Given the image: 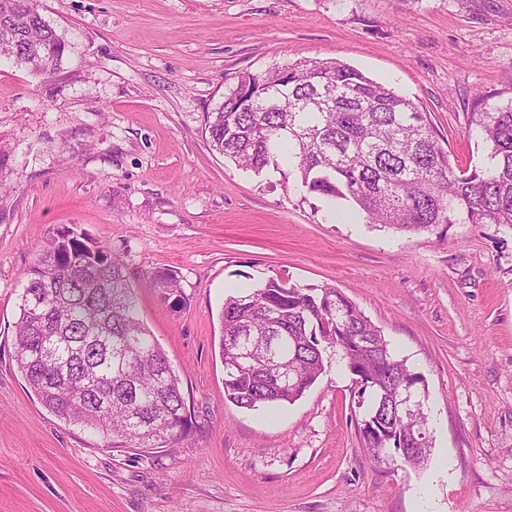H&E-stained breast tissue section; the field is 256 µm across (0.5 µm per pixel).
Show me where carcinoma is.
<instances>
[{
	"instance_id": "obj_1",
	"label": "carcinoma",
	"mask_w": 512,
	"mask_h": 512,
	"mask_svg": "<svg viewBox=\"0 0 512 512\" xmlns=\"http://www.w3.org/2000/svg\"><path fill=\"white\" fill-rule=\"evenodd\" d=\"M65 43L35 0H0V51L33 71L58 70ZM470 115L489 148L483 167H462L429 115L413 100L339 59L301 60L243 72L207 113L216 151L260 174L292 168L308 193L353 202L368 222L406 233L450 224L512 228V102ZM15 323L16 364L42 404L97 433L103 445H177L192 430L180 381L140 319L123 263L104 244L68 228L52 234L24 273ZM161 299L179 295L176 271L156 272ZM226 399L243 408L291 404L324 370L328 347L362 383V436L371 458L399 454L412 468L430 459L431 442L412 452L419 409L400 420L394 396L418 392L423 378L388 347L382 330L329 286L303 288L271 277L228 295L220 311Z\"/></svg>"
}]
</instances>
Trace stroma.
Segmentation results:
<instances>
[{"label":"stroma","mask_w":512,"mask_h":512,"mask_svg":"<svg viewBox=\"0 0 512 512\" xmlns=\"http://www.w3.org/2000/svg\"><path fill=\"white\" fill-rule=\"evenodd\" d=\"M66 50L43 78L0 54V512H512V229L367 223L213 150L205 117L246 71L334 58L487 164L476 93L512 101V0H37ZM109 246L195 429L138 451L47 410L15 361L26 269L58 229ZM177 271L187 303L161 300ZM275 277L329 285L419 373L427 466L369 460L339 352L294 403L224 396L219 313ZM152 285L153 288H157L160 298L164 301L169 300L171 295H175L177 304L183 305L185 303V298L179 291L178 274L175 270L167 269L156 272L152 277Z\"/></svg>","instance_id":"obj_1"}]
</instances>
